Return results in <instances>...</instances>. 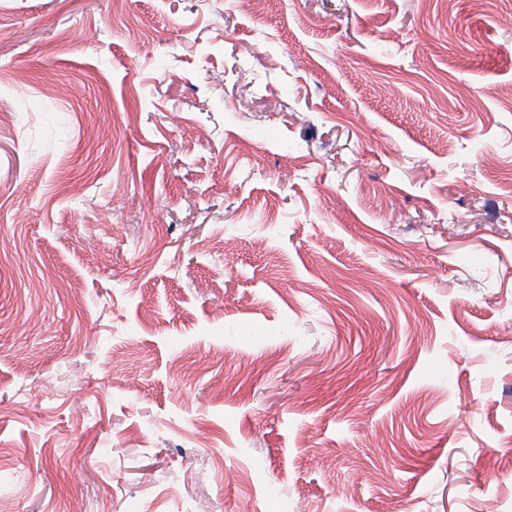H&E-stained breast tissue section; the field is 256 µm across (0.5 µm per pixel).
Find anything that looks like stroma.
Segmentation results:
<instances>
[{"instance_id": "stroma-1", "label": "stroma", "mask_w": 512, "mask_h": 512, "mask_svg": "<svg viewBox=\"0 0 512 512\" xmlns=\"http://www.w3.org/2000/svg\"><path fill=\"white\" fill-rule=\"evenodd\" d=\"M510 12L0 0V512H512Z\"/></svg>"}]
</instances>
